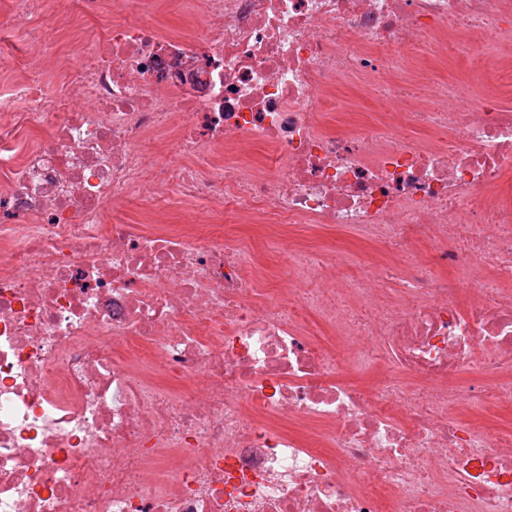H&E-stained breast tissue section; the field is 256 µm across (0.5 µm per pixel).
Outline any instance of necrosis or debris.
Instances as JSON below:
<instances>
[{
	"mask_svg": "<svg viewBox=\"0 0 512 512\" xmlns=\"http://www.w3.org/2000/svg\"><path fill=\"white\" fill-rule=\"evenodd\" d=\"M159 3L0 29V512H512V0ZM303 242L308 246H321L336 242V239L342 241L344 245L352 250V255H358L363 245L355 241L349 234L345 232H337L330 229H315L302 237Z\"/></svg>",
	"mask_w": 512,
	"mask_h": 512,
	"instance_id": "obj_1",
	"label": "necrosis or debris"
}]
</instances>
